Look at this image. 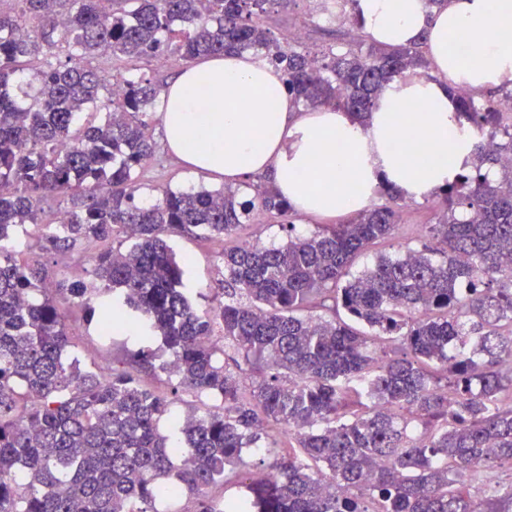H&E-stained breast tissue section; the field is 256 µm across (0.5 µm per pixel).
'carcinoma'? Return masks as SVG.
Returning <instances> with one entry per match:
<instances>
[{"label":"carcinoma","mask_w":512,"mask_h":512,"mask_svg":"<svg viewBox=\"0 0 512 512\" xmlns=\"http://www.w3.org/2000/svg\"><path fill=\"white\" fill-rule=\"evenodd\" d=\"M16 2L0 11V512H160L157 500L183 494L195 512H512V112L448 90L475 135L472 161L438 191L422 249L353 275L354 257L399 224L395 188L311 235L260 185L244 201L201 186L145 203L160 89L135 76L115 98L90 60L252 51L299 105L366 125L388 82L426 69L421 47L343 37L312 54L264 27L273 0ZM327 2L361 27L358 0ZM66 193L58 224L43 204ZM256 210L288 242L224 251V279L197 310L168 239L229 236ZM26 224L63 263L85 253L105 287L67 291L103 338L160 339L130 362L178 376L172 397L71 356L44 267L15 260L10 231ZM184 392L220 398L222 412L190 411L164 435ZM252 449L262 458L238 477L243 490L216 501L210 488Z\"/></svg>","instance_id":"1"}]
</instances>
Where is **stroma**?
Here are the masks:
<instances>
[{
    "label": "stroma",
    "mask_w": 512,
    "mask_h": 512,
    "mask_svg": "<svg viewBox=\"0 0 512 512\" xmlns=\"http://www.w3.org/2000/svg\"><path fill=\"white\" fill-rule=\"evenodd\" d=\"M321 0H282L281 4L269 7L263 17L264 24L276 36L287 34L296 28L302 33L303 43L313 50L334 44L336 34L349 31V24L329 18L320 11ZM97 67L109 70L114 76L147 75L158 87H165L168 80L178 71L180 64L171 59L128 60L104 55L96 59ZM154 138L161 149L155 161L147 165L140 174L143 192L157 195L162 189H188L205 186L217 189L223 186V179L206 172L189 169L176 155L165 147L162 128H155ZM440 211L439 198L408 203L401 214V221L393 235L371 247L359 256L355 270L375 264L382 256L396 258L407 249L418 246L425 225L433 223ZM275 219L263 222L242 224L237 232L223 240H206L200 237H176L171 245L177 254L189 257L185 284L192 292L198 293V308H205L201 295L214 287L221 276V253L244 242H259L279 246L286 242ZM55 301L60 310L66 312L72 325L71 341L75 353L89 368L109 371L118 366L126 353L141 348L152 347V340H124L121 338L107 342L101 339L97 322L82 309L74 305L66 294L56 295Z\"/></svg>",
    "instance_id": "1"
}]
</instances>
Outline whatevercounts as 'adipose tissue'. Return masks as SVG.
Returning a JSON list of instances; mask_svg holds the SVG:
<instances>
[{"label":"adipose tissue","instance_id":"obj_1","mask_svg":"<svg viewBox=\"0 0 512 512\" xmlns=\"http://www.w3.org/2000/svg\"><path fill=\"white\" fill-rule=\"evenodd\" d=\"M364 32L387 47L424 43L427 75L384 88L368 125L342 110H302L260 56L228 53L183 66L162 93L168 148L190 168L248 191L257 176L304 216L365 210L380 183L424 199L469 162L474 142L449 88L512 86V0H359ZM429 159L419 164L416 151Z\"/></svg>","mask_w":512,"mask_h":512}]
</instances>
